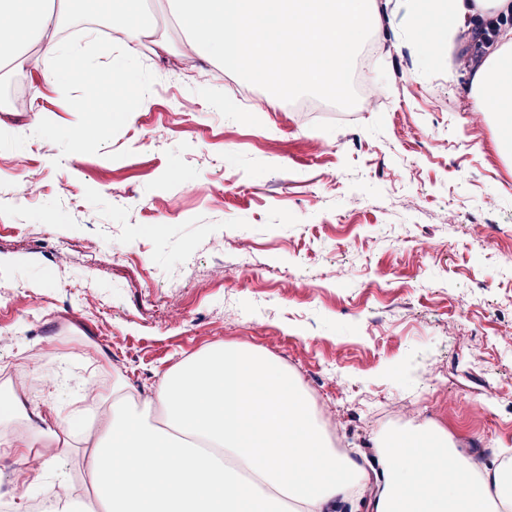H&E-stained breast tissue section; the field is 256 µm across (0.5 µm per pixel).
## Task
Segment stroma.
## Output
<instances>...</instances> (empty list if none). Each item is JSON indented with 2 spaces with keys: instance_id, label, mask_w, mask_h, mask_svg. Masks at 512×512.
Returning <instances> with one entry per match:
<instances>
[{
  "instance_id": "stroma-1",
  "label": "stroma",
  "mask_w": 512,
  "mask_h": 512,
  "mask_svg": "<svg viewBox=\"0 0 512 512\" xmlns=\"http://www.w3.org/2000/svg\"><path fill=\"white\" fill-rule=\"evenodd\" d=\"M377 2L387 51L364 79L380 110L291 112L264 91L225 111L208 91L220 72L170 71L182 32L165 0L151 8L172 50L144 52L137 86L100 79L64 99L44 63L0 72V90L42 88L0 112V282L24 288L0 300V362L40 354L51 394L29 405L59 410L72 441L92 420L84 383L121 380L144 401L226 343L328 393L331 440L357 462L430 422L477 461L512 456V157L469 100L467 35L429 58L445 16ZM104 25L62 24L101 72L123 50ZM138 95L148 110L127 112ZM88 99L108 110L90 128L71 109ZM397 399L413 419L378 416ZM26 468L0 451V503L20 502Z\"/></svg>"
}]
</instances>
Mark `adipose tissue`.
Returning a JSON list of instances; mask_svg holds the SVG:
<instances>
[{
  "instance_id": "1",
  "label": "adipose tissue",
  "mask_w": 512,
  "mask_h": 512,
  "mask_svg": "<svg viewBox=\"0 0 512 512\" xmlns=\"http://www.w3.org/2000/svg\"><path fill=\"white\" fill-rule=\"evenodd\" d=\"M89 6L118 22L125 51L105 72L128 87L141 50L157 43L147 0H0V70L50 57L46 85L67 95L92 78L88 55L60 38L62 21ZM455 39L477 13H512V0H447ZM475 109L512 124V29L482 65ZM94 423L82 434V490L53 512H339L366 500L370 512H512V464L457 454L447 432L393 434L376 448L374 472L338 454L292 375L258 350L227 344L184 359L161 378L156 419L127 395L95 391ZM26 458L50 464L69 446L57 414L35 435L18 434Z\"/></svg>"
}]
</instances>
